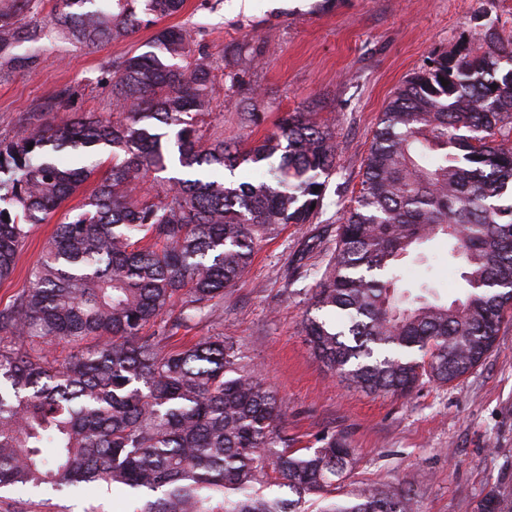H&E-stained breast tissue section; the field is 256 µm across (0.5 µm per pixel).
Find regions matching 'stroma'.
<instances>
[{
	"instance_id": "obj_1",
	"label": "stroma",
	"mask_w": 512,
	"mask_h": 512,
	"mask_svg": "<svg viewBox=\"0 0 512 512\" xmlns=\"http://www.w3.org/2000/svg\"><path fill=\"white\" fill-rule=\"evenodd\" d=\"M165 25L192 30L195 43L224 64L203 132L240 141L271 129L279 113L310 112L336 139V168L313 223L287 227L257 253L247 279L226 290L224 307L180 329L178 342L218 334L233 338L246 362L285 405L282 427L296 447L337 437L356 450L343 499L359 487L393 482L409 489L419 512H512V320L495 348L471 373L447 386L426 383L410 396L349 388L319 359L301 333L315 277L297 267L325 269L342 209L360 188L364 160L388 101L431 58L475 48L493 27L512 38V0H185ZM153 28L99 48L79 49L45 38L29 70L0 72V138L22 132L35 105L52 104L50 118L107 112L112 85L107 62L149 42ZM71 97H64V90ZM266 109L259 125L240 121L244 90ZM64 218L56 213L32 228L16 270L0 282V308L24 291L28 271ZM428 264L401 263V287L432 285L442 297L462 295V267L448 242L427 247ZM28 512H132L121 489L85 497H30Z\"/></svg>"
}]
</instances>
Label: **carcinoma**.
Wrapping results in <instances>:
<instances>
[{
	"label": "carcinoma",
	"instance_id": "carcinoma-1",
	"mask_svg": "<svg viewBox=\"0 0 512 512\" xmlns=\"http://www.w3.org/2000/svg\"><path fill=\"white\" fill-rule=\"evenodd\" d=\"M0 0V70H26L24 42L84 47L131 37L184 0ZM481 55L441 54L381 113L354 204L303 322L315 355L349 386L405 397L477 367L512 313V41L480 35ZM210 55L189 31L160 28L147 50L103 69L112 111L63 125L40 105L0 139V282L31 225L45 222L95 175L56 153L107 151L112 166L70 212L29 270V287L0 309V493L69 496L120 485L134 512H415L410 493L367 485L338 500L355 449L331 437L291 448L282 400L239 347L206 336L170 344L210 317L246 278L256 251L322 208L336 160L332 132L310 112H285L241 145L203 141L212 107ZM447 85H442V82ZM187 178L160 176L170 151ZM241 165L256 183L213 178ZM448 239L463 263L464 298L424 283L398 288L400 262ZM64 342L60 359L48 345Z\"/></svg>",
	"mask_w": 512,
	"mask_h": 512
}]
</instances>
